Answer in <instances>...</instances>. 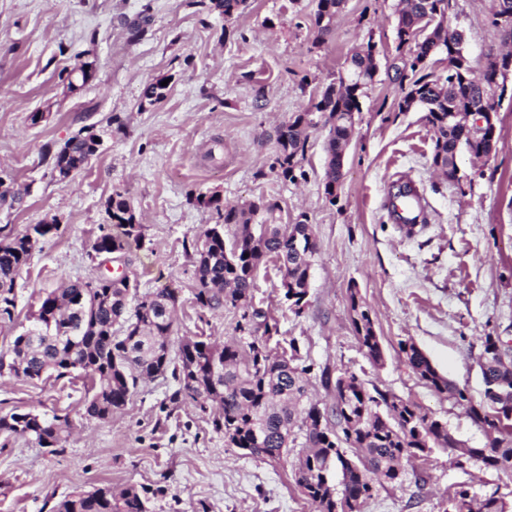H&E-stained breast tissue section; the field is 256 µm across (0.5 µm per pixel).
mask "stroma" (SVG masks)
I'll return each instance as SVG.
<instances>
[{
	"label": "stroma",
	"instance_id": "35a3bbf8",
	"mask_svg": "<svg viewBox=\"0 0 512 512\" xmlns=\"http://www.w3.org/2000/svg\"><path fill=\"white\" fill-rule=\"evenodd\" d=\"M489 0H454L452 26L463 30L470 65L481 71L505 38L486 21ZM315 0H247L224 19L213 0H0V175L20 191L0 207V227L20 232L57 220L15 288L11 317L0 319V355L32 324L44 292L96 274L137 278L140 293L162 288L178 302L172 345L198 336L222 343L239 315L193 303L194 244L219 223L206 198L230 205H274L276 223L307 217L314 258L309 303L294 315L280 302L281 273L261 265L254 303L297 339L307 362L351 370L367 388L417 403L469 447L484 430L463 407L441 399L404 362L414 342L438 371L483 397L476 363L483 336L512 342V70L495 104L496 153L473 163L456 157L461 181L430 166L434 132L422 110L400 111L396 54L400 0H346L324 43L314 41ZM145 21L130 41L128 27ZM374 43L379 72L361 97L336 203L323 191L327 129H311L304 168L291 183L270 168L275 128L330 83L353 49ZM95 76L79 91L65 70L80 62ZM171 78L165 98L148 104L146 84ZM43 113L31 124V113ZM102 145L79 174L60 179L53 155L81 128ZM215 159H207V152ZM405 176L423 191L432 221L406 233L387 210L392 181ZM120 193L143 226L140 242L112 258L91 246L110 227L107 199ZM368 306L385 354L374 365L351 322L350 289ZM171 375L139 383L112 420L87 418L83 378L0 377V417L14 412L69 416L75 428L57 453L22 437H0V512H50L78 490L136 486L149 512H314L291 464L244 455L214 430L210 414L172 404ZM396 487L379 490L364 512H446L448 489L472 482L477 496L499 491L512 501V475L439 450L405 466ZM427 478L417 486L416 474Z\"/></svg>",
	"mask_w": 512,
	"mask_h": 512
}]
</instances>
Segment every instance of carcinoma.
Listing matches in <instances>:
<instances>
[{"label": "carcinoma", "mask_w": 512, "mask_h": 512, "mask_svg": "<svg viewBox=\"0 0 512 512\" xmlns=\"http://www.w3.org/2000/svg\"><path fill=\"white\" fill-rule=\"evenodd\" d=\"M452 0H402L399 11L397 56L390 68L400 80L398 107L410 99L426 112L435 131L431 165L450 183L460 180L456 156L465 151L475 158H488L497 139L487 127L457 123L454 114L476 108L494 109L498 74L486 66L480 77L461 70L453 49L464 40L462 31L447 26L443 46L430 39H417L414 22L430 12L448 18ZM344 0H316L313 27L316 41L331 32V20L343 10ZM445 54L448 75L427 79L420 74L427 55ZM377 66L372 46L366 45L346 58L343 73L311 100L310 108L294 113L278 126L271 170L294 183L307 177L303 169L311 115L317 111L329 125L324 142L326 171L324 194L335 203L336 159L352 137L360 97L374 81ZM158 76L145 86L142 98L150 103L164 97ZM97 134L81 129L57 151L54 169L82 171L95 156L92 144ZM206 204L224 210V223L198 235L194 253L198 282L193 302L201 311L234 309L240 313L236 331L249 340L216 345L202 339L180 343L170 356L177 296L169 289L144 295L133 314H127L129 299L137 296V279L123 276L127 287L115 288L103 278L76 280L45 293L33 324L15 337L10 361L0 357V370L24 380L47 372L65 377L73 372L89 382L92 392L86 414L105 420L124 409L139 381L167 372L179 388L171 402H190L205 412L213 411L214 429L224 441L257 458L282 460L289 449H299L292 463L296 485L316 512H363L364 505L380 489L403 482V461L423 458L436 449L449 450L457 458L475 459L485 467L512 472V354L500 349L488 334L483 337L479 367L484 383L483 400L474 403L465 391L441 375L427 355L413 342L400 343V351L412 372L444 399L465 408L472 422L487 436L483 448L459 441L446 424L410 402L379 389L369 391L352 371L332 375L329 367L315 368L300 355L291 339L282 345L277 321L253 304V291L260 266L268 259L282 273L281 300L295 315L308 304L313 259L317 252L312 225L255 224L254 216L270 214L274 206L251 202L244 207H222L211 196ZM113 230L98 236L92 251L109 256L126 250L142 238L129 201L117 193L106 202ZM58 230L57 221L32 224L24 232L0 240V314L11 316L15 288L29 264L36 244ZM352 326L368 358L384 362V351L369 309L358 292L350 289ZM320 382L331 403L320 405L308 395L311 380ZM72 423L66 416L50 418L31 412L0 417V436L25 437L41 448L58 452L65 448ZM53 512H149L140 491L130 486L120 491L100 485L71 493L53 506ZM448 512H512L496 494L482 499L470 487L459 484L448 492Z\"/></svg>", "instance_id": "1"}]
</instances>
